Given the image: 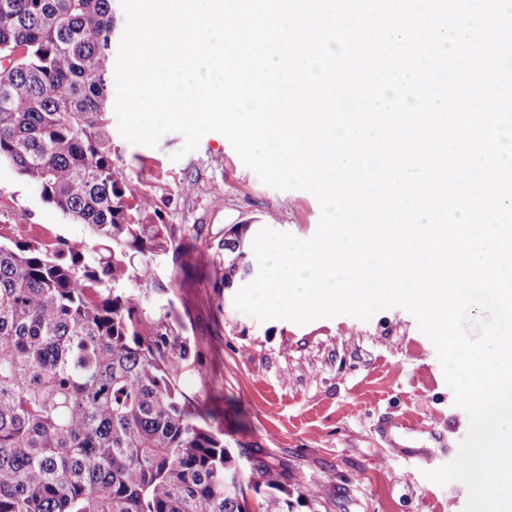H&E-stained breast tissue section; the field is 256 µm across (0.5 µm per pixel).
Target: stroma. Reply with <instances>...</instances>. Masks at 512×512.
Listing matches in <instances>:
<instances>
[{
	"mask_svg": "<svg viewBox=\"0 0 512 512\" xmlns=\"http://www.w3.org/2000/svg\"><path fill=\"white\" fill-rule=\"evenodd\" d=\"M109 133L122 167L167 222L203 225L207 242L244 223L300 239L317 231V198L263 184L219 133L205 134L187 154L176 132L153 148L131 144L117 126ZM59 235L86 240L90 232L1 163L0 236L25 243ZM236 293L189 279L146 296L154 310L174 306L185 336L203 345L215 388L200 399L215 411L227 447L286 472L288 490L305 500L299 512H464L465 484L438 485L426 474L457 456L468 415L455 406L436 348L408 311L389 308L366 321L262 322L235 308ZM389 417L414 423L415 432L384 434Z\"/></svg>",
	"mask_w": 512,
	"mask_h": 512,
	"instance_id": "35a3bbf8",
	"label": "stroma"
}]
</instances>
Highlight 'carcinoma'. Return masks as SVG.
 Segmentation results:
<instances>
[{
	"instance_id": "obj_1",
	"label": "carcinoma",
	"mask_w": 512,
	"mask_h": 512,
	"mask_svg": "<svg viewBox=\"0 0 512 512\" xmlns=\"http://www.w3.org/2000/svg\"><path fill=\"white\" fill-rule=\"evenodd\" d=\"M115 29L114 0H0V162L92 238L0 242V512H294L186 387L210 378L182 317L146 305L160 259L249 276L252 228L187 249L118 166Z\"/></svg>"
}]
</instances>
